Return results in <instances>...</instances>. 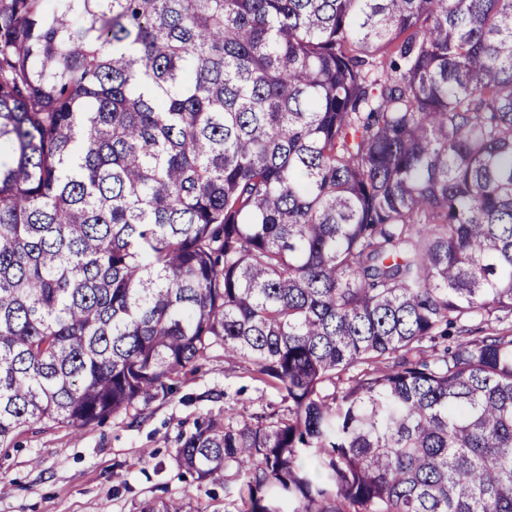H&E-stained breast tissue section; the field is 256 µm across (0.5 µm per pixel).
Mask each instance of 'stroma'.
I'll return each instance as SVG.
<instances>
[{
  "instance_id": "1",
  "label": "stroma",
  "mask_w": 512,
  "mask_h": 512,
  "mask_svg": "<svg viewBox=\"0 0 512 512\" xmlns=\"http://www.w3.org/2000/svg\"><path fill=\"white\" fill-rule=\"evenodd\" d=\"M280 393L225 364L202 360L172 394L74 434L53 426L23 432L0 449V512H141L146 502L183 499L188 512H230L224 484L197 483L175 462L180 435L195 422L248 407L279 405ZM122 473L117 485L113 473Z\"/></svg>"
}]
</instances>
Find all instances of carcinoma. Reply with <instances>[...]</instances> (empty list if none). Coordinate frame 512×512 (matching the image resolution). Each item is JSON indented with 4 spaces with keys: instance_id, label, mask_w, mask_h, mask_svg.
<instances>
[{
    "instance_id": "obj_1",
    "label": "carcinoma",
    "mask_w": 512,
    "mask_h": 512,
    "mask_svg": "<svg viewBox=\"0 0 512 512\" xmlns=\"http://www.w3.org/2000/svg\"><path fill=\"white\" fill-rule=\"evenodd\" d=\"M512 0H0V448L282 393L240 512H512ZM142 512H185L170 499Z\"/></svg>"
}]
</instances>
